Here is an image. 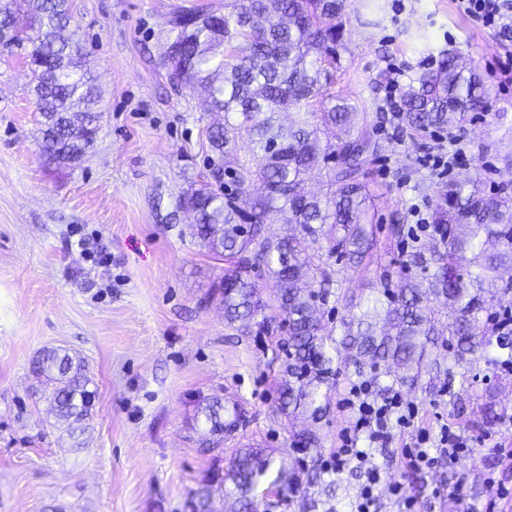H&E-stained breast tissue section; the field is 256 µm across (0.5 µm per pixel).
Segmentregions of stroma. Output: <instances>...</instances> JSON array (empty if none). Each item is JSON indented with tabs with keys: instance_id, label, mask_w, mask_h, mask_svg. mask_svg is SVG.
I'll return each mask as SVG.
<instances>
[{
	"instance_id": "stroma-1",
	"label": "stroma",
	"mask_w": 512,
	"mask_h": 512,
	"mask_svg": "<svg viewBox=\"0 0 512 512\" xmlns=\"http://www.w3.org/2000/svg\"><path fill=\"white\" fill-rule=\"evenodd\" d=\"M194 2L73 0L71 28L92 63L102 119L94 151L72 167L40 156L27 60L0 52V512H192L195 491L207 483L221 512L213 481L249 447L291 469L299 487L285 499L259 486L258 512H355L360 472L311 482L305 464L340 446L350 384L367 381L381 395L392 376L341 369L313 426L319 445L302 450L301 423L277 409L283 335L243 334L206 298L223 264L193 238L178 200L209 173L207 95L178 94L161 63L163 14ZM345 19L346 73L334 90L365 112L382 145L369 175L373 261L344 266L338 276L339 291L365 297L380 283L396 284L409 251L429 242L410 210L430 212L432 183L476 173L489 190L512 183V84L502 85L499 70L512 57V32L477 27L456 0L375 7L346 0ZM442 50L468 56L489 90L449 168L431 162L448 154L444 133L413 137L397 123H379L376 112ZM100 250L106 263L93 258ZM50 348L83 358L95 392L74 429L56 419L31 370ZM439 389L436 382L401 387L417 417L399 435L424 428L435 437L441 424L456 427L472 444L454 464L412 474L395 449L373 454L386 482L401 483L420 512H456L446 489L458 481L466 502L483 507L499 487L512 489V470L499 468L496 455L497 447L512 448V373L459 391L454 407ZM215 396L238 406L244 421L222 450L207 452L196 409ZM489 400L508 421L482 425L480 405Z\"/></svg>"
}]
</instances>
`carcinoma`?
I'll use <instances>...</instances> for the list:
<instances>
[{
	"mask_svg": "<svg viewBox=\"0 0 512 512\" xmlns=\"http://www.w3.org/2000/svg\"><path fill=\"white\" fill-rule=\"evenodd\" d=\"M72 0H26L15 14L0 5V50L26 51L31 92L39 113L38 145L58 165H74L94 148L102 112L98 88L72 38L65 35ZM176 47L162 64L182 90L207 89L211 121L207 135L216 163L211 180L189 187L179 207L193 214L190 225L208 255L224 261L213 288L224 320L244 331H269L256 281L266 275L278 285L275 302L285 315L277 328L287 334L278 385V410L288 418L320 419L322 387L340 365L356 373L381 366L401 381H417L429 367L455 377L468 356L481 353L489 367L512 366V326L492 313L484 293L512 294V187L486 191L480 175L433 185L437 203L429 220L431 245L411 262L420 269L384 285L361 305L331 290V262L370 263L373 228L369 221L367 177L381 144L367 122L354 123L357 108L330 92L341 68L345 42L344 0H224L176 13L169 20ZM486 90L479 70L457 52H441L431 67L414 73L394 106L399 123L415 134L445 132L453 142L472 112L484 110ZM297 115L283 127L279 114ZM334 131L336 143L322 147L320 127ZM247 143L252 161L237 155ZM334 165H329V162ZM325 171L330 192L321 198L304 190L305 177ZM235 192L224 193V177ZM281 221L295 228L279 239L265 225ZM327 247L315 265L313 245ZM348 314L339 321L340 338L318 317L330 298ZM448 314L446 330L439 316ZM448 335V367L431 358L434 337ZM33 372L52 385L50 406L64 423L87 415L92 391L83 360L58 349L36 359ZM223 399L213 397L200 413L208 426L205 442H224ZM272 460L259 449L234 458L224 477L231 484L224 512H251L252 493L270 474Z\"/></svg>",
	"mask_w": 512,
	"mask_h": 512,
	"instance_id": "cac0c4a2",
	"label": "carcinoma"
}]
</instances>
